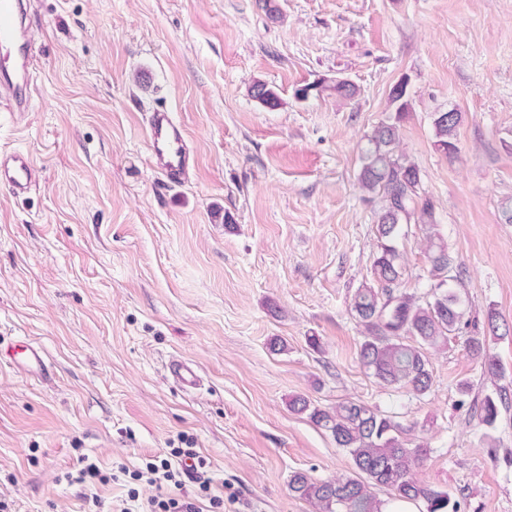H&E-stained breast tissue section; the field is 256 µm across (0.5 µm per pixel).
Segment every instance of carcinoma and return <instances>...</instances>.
<instances>
[{
    "label": "carcinoma",
    "instance_id": "carcinoma-1",
    "mask_svg": "<svg viewBox=\"0 0 512 512\" xmlns=\"http://www.w3.org/2000/svg\"><path fill=\"white\" fill-rule=\"evenodd\" d=\"M250 95L270 109L281 105L276 90L263 81L253 83ZM391 101L394 115L373 128L362 153L359 180L380 200L378 251L371 267L372 282L356 290L351 311L364 329L358 351L361 364L383 385L419 397L433 384L428 349L447 344L464 318L456 291L463 286V275L440 234L435 205L422 191L417 166L398 151L400 126L409 113L406 82L393 88ZM460 122L461 113L456 111L439 112L433 120L435 147L447 157L459 153L456 129ZM411 222L421 226L429 244L428 291L422 296L404 291L403 257L396 246L405 235L403 225ZM485 324L487 333L474 331L466 345L481 360L484 371L494 375L499 365L487 346V336L501 330L494 310L486 312ZM501 403L500 398L485 396L475 406L478 421L493 426ZM291 407L309 413L310 420L329 432L352 460V473L334 479L315 480L303 472L291 476V491L317 512H379L376 488L389 491L396 500L421 501L426 512H458L448 492L416 479L413 471L429 449L409 447L401 437L402 426L392 416L358 401L340 402L327 410L296 397Z\"/></svg>",
    "mask_w": 512,
    "mask_h": 512
}]
</instances>
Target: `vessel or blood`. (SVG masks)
Listing matches in <instances>:
<instances>
[{"instance_id":"obj_1","label":"vessel or blood","mask_w":512,"mask_h":512,"mask_svg":"<svg viewBox=\"0 0 512 512\" xmlns=\"http://www.w3.org/2000/svg\"><path fill=\"white\" fill-rule=\"evenodd\" d=\"M31 0H0V112L28 111L36 90L39 55L29 34ZM154 168L173 185L183 182L191 166L187 135L173 112L152 110L145 124ZM37 177L31 156L21 150H0V190L18 197L27 194ZM168 370L186 391L196 389L194 366L173 361Z\"/></svg>"}]
</instances>
